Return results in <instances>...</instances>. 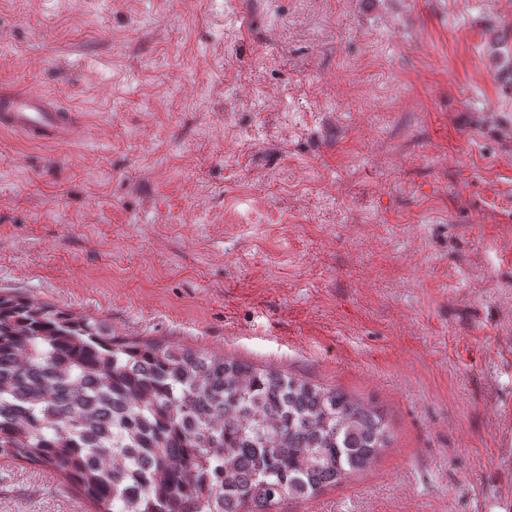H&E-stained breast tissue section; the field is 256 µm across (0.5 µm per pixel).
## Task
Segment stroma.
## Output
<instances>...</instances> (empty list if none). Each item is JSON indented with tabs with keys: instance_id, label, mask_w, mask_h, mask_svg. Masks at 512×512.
Listing matches in <instances>:
<instances>
[{
	"instance_id": "obj_1",
	"label": "stroma",
	"mask_w": 512,
	"mask_h": 512,
	"mask_svg": "<svg viewBox=\"0 0 512 512\" xmlns=\"http://www.w3.org/2000/svg\"><path fill=\"white\" fill-rule=\"evenodd\" d=\"M1 86L85 133L0 132V291L378 406L281 512H512V0H0Z\"/></svg>"
}]
</instances>
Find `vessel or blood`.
Here are the masks:
<instances>
[{
    "label": "vessel or blood",
    "instance_id": "b4317fda",
    "mask_svg": "<svg viewBox=\"0 0 512 512\" xmlns=\"http://www.w3.org/2000/svg\"><path fill=\"white\" fill-rule=\"evenodd\" d=\"M0 131L19 134L40 146L69 145L80 137L75 113L60 108L50 96L31 90L0 95Z\"/></svg>",
    "mask_w": 512,
    "mask_h": 512
}]
</instances>
